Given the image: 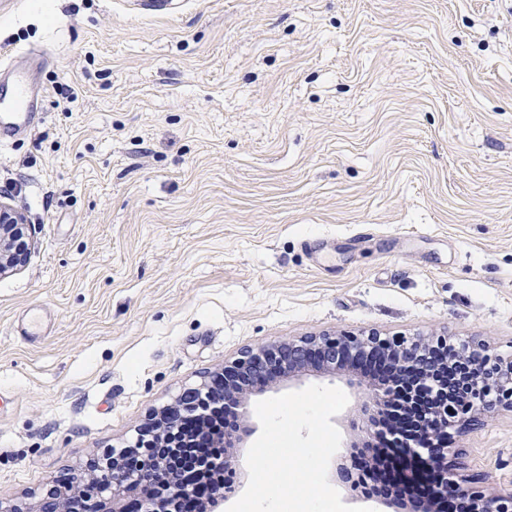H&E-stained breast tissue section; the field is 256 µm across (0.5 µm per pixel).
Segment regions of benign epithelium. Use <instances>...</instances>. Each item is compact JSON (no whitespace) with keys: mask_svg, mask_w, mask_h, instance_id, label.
Instances as JSON below:
<instances>
[{"mask_svg":"<svg viewBox=\"0 0 512 512\" xmlns=\"http://www.w3.org/2000/svg\"><path fill=\"white\" fill-rule=\"evenodd\" d=\"M31 236V225L26 215L8 203L0 201V274L21 263L25 249L14 250L13 239ZM466 358L478 375L483 392L492 397L480 396L456 409L453 426L462 429L482 416L499 408L512 411V362H505L488 353L482 342L467 341ZM423 342L404 338H386L375 331H362L353 335L321 333L303 336L297 340L279 342L251 349L220 370V375H210L196 387L185 389L175 402L164 410H177L174 419L160 417L153 424L138 430L133 444L119 450L112 448L104 454L81 464L88 478L73 491L80 498L81 512H174L175 503L187 499L190 492L184 488L167 485L164 463L160 457H151L153 448L145 438L155 430L176 429L184 422L198 416L205 408L218 411L245 410L241 396L275 375L300 372L311 361L321 367H335L339 358L365 357L375 362L392 359L396 365L411 372L429 374L437 357L424 363L421 357ZM367 404L361 408L362 430L371 428V418L388 405L392 393L387 388L366 386ZM143 457L139 466L131 468L126 457L131 453ZM408 458L426 455L435 467L443 472V479L436 485L434 498H453L459 503V512H476L472 504L485 505L484 512H512V492H502L481 484L485 477L465 474L459 462V452L448 447V436H432L424 448L408 445L404 449ZM68 490L54 485L42 495L37 508L15 504L0 512H68Z\"/></svg>","mask_w":512,"mask_h":512,"instance_id":"obj_1","label":"benign epithelium"}]
</instances>
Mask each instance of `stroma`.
I'll return each instance as SVG.
<instances>
[{
	"label": "stroma",
	"mask_w": 512,
	"mask_h": 512,
	"mask_svg": "<svg viewBox=\"0 0 512 512\" xmlns=\"http://www.w3.org/2000/svg\"><path fill=\"white\" fill-rule=\"evenodd\" d=\"M0 0L45 89L0 148V500L69 480L249 347L478 339L512 359V0ZM42 49L31 66L21 50ZM51 316L35 341L19 326ZM342 389L309 370L249 395ZM512 488V411L456 433ZM25 235L28 246L31 238V224H28L26 215L8 203L0 201V275L17 267L23 260L25 253ZM24 246L14 250L12 240L19 238Z\"/></svg>",
	"instance_id": "1"
}]
</instances>
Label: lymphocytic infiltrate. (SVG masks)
<instances>
[{
	"label": "lymphocytic infiltrate",
	"instance_id": "1",
	"mask_svg": "<svg viewBox=\"0 0 512 512\" xmlns=\"http://www.w3.org/2000/svg\"><path fill=\"white\" fill-rule=\"evenodd\" d=\"M366 379L393 390L394 397L378 420L374 437L355 454L356 485L394 505L426 503L428 483L437 479L439 472L422 459L404 465L402 448L426 444L440 431L439 421L448 418L450 407L467 400L474 382L469 376L459 377L443 368L433 373L431 382L416 386L407 384L397 367L369 373ZM238 426L234 412L212 414L198 432L187 435L176 430L165 435L156 452L168 457L176 472L196 473L204 490L214 494L235 484L234 474L224 471L219 462L225 453L221 443L224 433Z\"/></svg>",
	"mask_w": 512,
	"mask_h": 512
}]
</instances>
